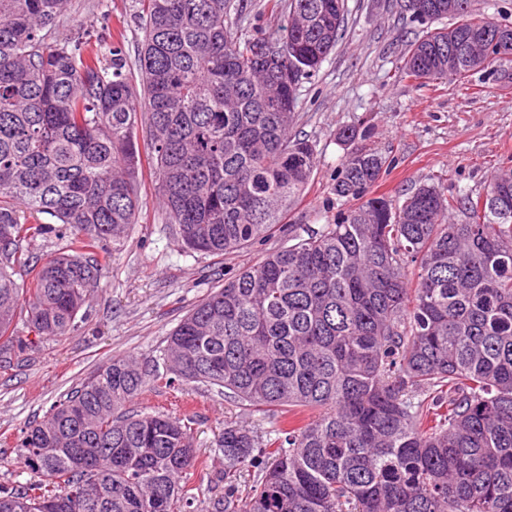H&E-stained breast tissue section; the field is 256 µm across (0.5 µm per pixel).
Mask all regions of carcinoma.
I'll use <instances>...</instances> for the list:
<instances>
[{"label": "carcinoma", "mask_w": 512, "mask_h": 512, "mask_svg": "<svg viewBox=\"0 0 512 512\" xmlns=\"http://www.w3.org/2000/svg\"><path fill=\"white\" fill-rule=\"evenodd\" d=\"M140 2L137 89L120 41L49 42L68 0H0V369L33 344L18 315L40 340L75 327L103 242L136 223L143 160L178 239L212 256L283 231L310 184L315 145L291 129L348 0H272L281 24L254 38L226 23L231 0ZM400 9L457 19L410 45L406 77L512 65V27L472 0ZM385 164L348 151L332 192L359 204L288 231L197 304L166 337L165 372L113 358L21 430L30 479L0 484V512H195L191 417L130 409L184 382L289 413L273 437L224 424V494L200 512H512V170L481 194L422 183L394 203L367 197ZM51 234L64 251L35 256Z\"/></svg>", "instance_id": "1"}]
</instances>
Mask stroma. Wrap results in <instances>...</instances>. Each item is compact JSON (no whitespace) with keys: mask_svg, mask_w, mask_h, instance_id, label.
Listing matches in <instances>:
<instances>
[{"mask_svg":"<svg viewBox=\"0 0 512 512\" xmlns=\"http://www.w3.org/2000/svg\"><path fill=\"white\" fill-rule=\"evenodd\" d=\"M345 30L335 51L300 92L296 136L313 142L317 168L304 196L287 216L298 234L340 221L350 208L331 191L348 148L338 132L353 126L387 163L373 195L403 197L415 185L435 184L445 196L478 192L494 172L512 168V85L495 71L461 80L426 83L402 72L410 44L430 23L400 15L396 0H348ZM136 0H71L58 38H120L137 61L142 37ZM140 210L110 251L106 276L88 312L68 335L34 342L0 370V483L23 484L30 475L13 451L21 429L40 419L71 387L115 356L159 359L179 321L225 280L287 245L278 235L221 257L183 249L159 207L155 179L140 177ZM139 408L174 416L191 413L195 443L208 461L194 480L202 498L222 494L212 477L224 467L216 441L225 423L260 434L276 429L271 413L254 411L216 391L190 383L168 393L146 388Z\"/></svg>","mask_w":512,"mask_h":512,"instance_id":"obj_1","label":"stroma"}]
</instances>
